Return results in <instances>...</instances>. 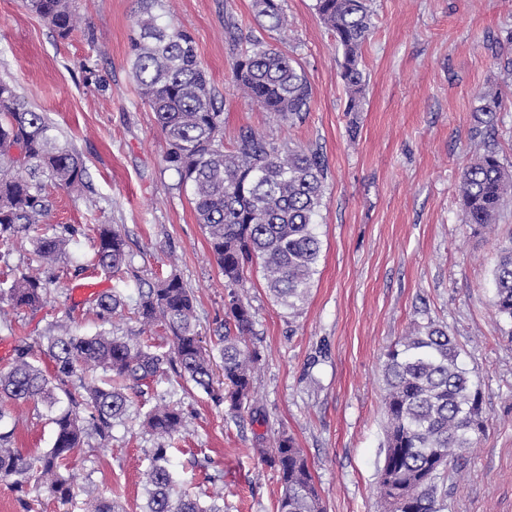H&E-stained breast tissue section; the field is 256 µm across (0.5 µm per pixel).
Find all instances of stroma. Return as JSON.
Here are the masks:
<instances>
[{"instance_id": "35a3bbf8", "label": "stroma", "mask_w": 512, "mask_h": 512, "mask_svg": "<svg viewBox=\"0 0 512 512\" xmlns=\"http://www.w3.org/2000/svg\"><path fill=\"white\" fill-rule=\"evenodd\" d=\"M286 40L262 30L252 0H163L162 13L194 38L224 113V141L250 127L276 142L319 147L328 179L317 219L321 255L298 311L276 303L256 269L236 288L254 314L251 344L261 352L254 405L261 422L232 419L224 406L176 374L133 399L108 447L81 455L71 472L80 488L63 505L0 481V512H83L105 492L123 512H141L153 440L139 421L158 401L179 403L182 439L172 451L177 480L224 512H277L282 484L267 462L280 433L303 448L324 512H383L376 482L384 462L383 362L412 326H446L484 396L487 428L439 495V512H512V331L494 307L497 247L512 237V205L473 233L461 222L459 182L480 140L512 167V0H370L373 27L362 48L367 78L360 111L347 109L338 76L342 51L313 9L314 0H282ZM138 0H76L77 27L65 39L22 0H0V79L27 108L44 113L83 157L86 185L46 183L51 206L38 233L73 229L68 258L37 264L28 235L0 238V289L14 275L40 277L55 296L35 310L7 311L0 328V369L16 346L35 344L72 316L78 333L140 327L138 289L176 274L196 298L203 342L219 351L228 290L213 260L189 192L163 160L166 142L142 100L128 57ZM280 42L312 88L304 122L284 125L251 103L232 77L224 24ZM483 93L502 109L481 129ZM112 225L127 240L131 270L92 264L95 228ZM121 289L126 306L111 323L77 288ZM44 406H26L15 423L23 454L51 448ZM223 479H215V471Z\"/></svg>"}]
</instances>
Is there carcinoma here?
Instances as JSON below:
<instances>
[{"instance_id":"obj_1","label":"carcinoma","mask_w":512,"mask_h":512,"mask_svg":"<svg viewBox=\"0 0 512 512\" xmlns=\"http://www.w3.org/2000/svg\"><path fill=\"white\" fill-rule=\"evenodd\" d=\"M162 0H139L140 10L129 41L132 74L141 98L149 105L165 137L164 161L179 184L190 189L197 221L211 253L224 273V286L239 284L246 265L260 264L273 299L292 310L306 301L320 257L316 232L328 166L317 148L280 145L248 127L239 130L231 149L224 148V116L215 89L202 66L196 44L185 30L162 21ZM48 20L60 38L77 23L74 0H26ZM258 24L280 34L288 18L282 0H253ZM314 9L342 49L339 77L348 92V111L359 108L366 85L362 48L371 30L366 0H315ZM225 37L235 48L245 40L251 48L232 62L236 84L252 103L276 121L293 124L310 112L313 90L305 71L285 51L246 36L229 21ZM476 111L493 123L502 101L483 94ZM86 168L76 151L61 141L57 128L42 112L25 107L15 87L0 81V236H15L40 223L49 210L43 180L64 188L81 187ZM459 194L463 223L475 232L498 221L512 196V172L497 151L483 140L481 150L464 169ZM45 265L66 254L61 233L31 239ZM128 264L127 244L109 224L96 228L94 265L119 271ZM497 314L512 325V239L497 250L492 271ZM50 290L22 273L5 292L12 308L37 309ZM117 289L96 299L102 318L124 308ZM136 313L142 324L159 323L169 333L172 349L141 338L100 331L93 336L61 334L44 337L54 362L47 378L21 345L10 366L0 370V423L14 420L29 404L53 411L52 447L24 455L13 448L14 430H0V478L13 479L21 491L32 488L67 504L76 498L71 476L63 474L71 455L112 439V427L127 416L130 396L174 369L179 377L225 403L231 418L253 413V375L260 352L247 344L254 315L251 306L229 293L220 356L224 387L214 386L211 357L196 331L195 303L179 277L169 276L139 291ZM387 418L385 458L378 471V492L387 512H437L438 481L453 463L464 459L486 429L483 394L461 363V352L448 331L432 321L419 325L385 354ZM185 426L176 404L150 409L142 422L155 440L146 471L143 512H224L216 502L204 504L178 487L171 465V444ZM97 444H90V438ZM270 464L283 486L277 512H323L307 457L289 435H280ZM86 512H119L101 493L85 503Z\"/></svg>"}]
</instances>
